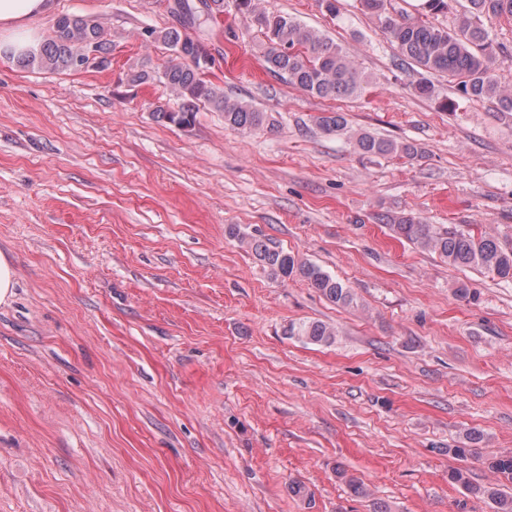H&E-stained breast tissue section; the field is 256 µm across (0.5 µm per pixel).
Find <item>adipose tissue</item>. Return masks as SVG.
Wrapping results in <instances>:
<instances>
[{"label":"adipose tissue","instance_id":"obj_1","mask_svg":"<svg viewBox=\"0 0 512 512\" xmlns=\"http://www.w3.org/2000/svg\"><path fill=\"white\" fill-rule=\"evenodd\" d=\"M52 0H0V54L34 51L39 35L32 21L49 17Z\"/></svg>","mask_w":512,"mask_h":512}]
</instances>
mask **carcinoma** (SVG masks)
I'll return each mask as SVG.
<instances>
[{
	"mask_svg": "<svg viewBox=\"0 0 512 512\" xmlns=\"http://www.w3.org/2000/svg\"><path fill=\"white\" fill-rule=\"evenodd\" d=\"M237 9L250 17L263 37L264 61L267 70L289 85L312 96L331 99L360 94L369 80L358 71L342 48L319 31L292 17L257 7L256 0H235ZM361 10L374 17L381 31L403 60L411 61L427 71L448 75L457 81L461 95L471 100H490L497 110L512 115V89L502 86L495 78L491 61L492 40L484 25L487 18H511L512 0H467V6L456 14L453 27L433 22V18L448 13L450 0H425L418 15L395 7L392 0H359ZM171 13L178 25L163 30L147 29L144 35L162 42L170 59L160 73L144 67L129 74L133 83L143 84L158 79L167 86L177 102V108L158 106L154 117L180 129L191 127L200 106H207L224 115V125L249 133L273 125L267 113L253 105L224 93V88L205 79L209 67L202 58L209 55L204 45L192 38L187 27L202 29L224 15V0H175ZM95 53L106 67L112 56V34L97 16L57 18L52 35L39 50L14 58L17 66L45 72L81 70L80 64ZM315 126L326 135L349 134V140L361 154L369 158H405L415 160L422 150L411 142H397L366 131L348 133L346 117L341 112H324L314 118ZM399 239L433 252L455 267L480 269L504 281H512V248L500 245L488 234H476L455 224L438 227L426 224L413 215L377 216ZM227 233L246 243L249 250L275 279L299 277L330 301L343 306L353 305L351 289L323 271L319 266L297 259L288 252L270 247L263 239L246 237L235 224ZM288 336L306 343L330 345L335 341L336 328L320 321L292 323ZM490 467L512 481V453L493 458ZM345 478L354 497L369 496L367 486L354 476ZM453 483H459L472 495L490 501L494 512H512V493L492 485L470 482L458 469L448 472Z\"/></svg>",
	"mask_w": 512,
	"mask_h": 512,
	"instance_id": "carcinoma-1",
	"label": "carcinoma"
}]
</instances>
